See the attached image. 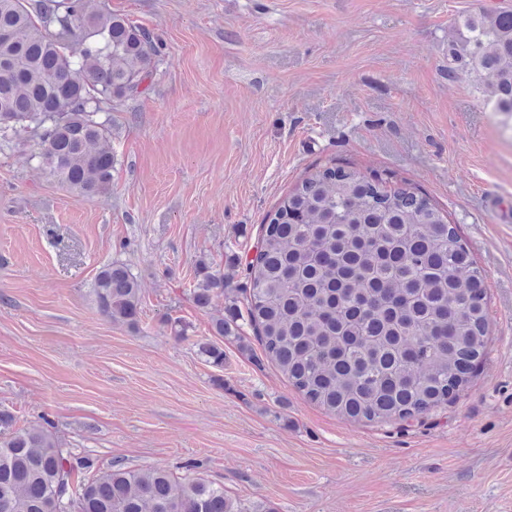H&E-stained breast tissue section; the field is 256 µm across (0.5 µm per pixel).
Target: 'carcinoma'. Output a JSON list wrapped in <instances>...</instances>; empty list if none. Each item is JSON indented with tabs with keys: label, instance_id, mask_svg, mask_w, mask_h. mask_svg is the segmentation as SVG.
I'll return each instance as SVG.
<instances>
[{
	"label": "carcinoma",
	"instance_id": "obj_1",
	"mask_svg": "<svg viewBox=\"0 0 512 512\" xmlns=\"http://www.w3.org/2000/svg\"><path fill=\"white\" fill-rule=\"evenodd\" d=\"M458 59L494 81L495 111L512 112V10L477 11ZM160 45L103 0H0V147L42 130L40 164L78 196L112 184V116L103 105L145 92ZM391 176L325 164L267 213L245 283L201 264L191 292L206 311L224 293L246 314L213 319L244 338L308 402L356 423L419 421L473 378L489 340L485 275L447 213ZM98 311L130 328L141 313L131 269L104 266ZM206 362L224 349L198 343ZM84 477L74 481L75 472ZM0 512H243L224 486L167 468L102 470L62 447L51 421L15 427L0 410Z\"/></svg>",
	"mask_w": 512,
	"mask_h": 512
}]
</instances>
